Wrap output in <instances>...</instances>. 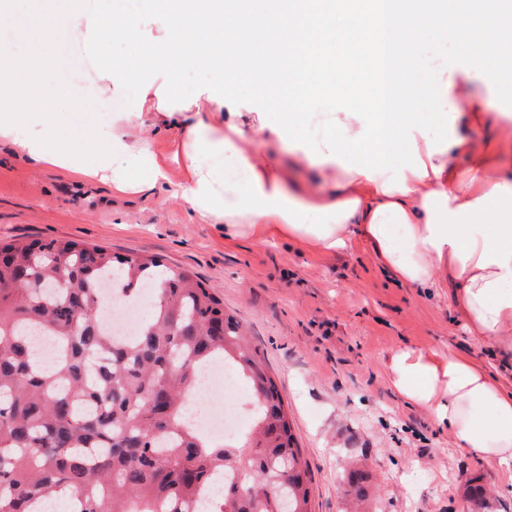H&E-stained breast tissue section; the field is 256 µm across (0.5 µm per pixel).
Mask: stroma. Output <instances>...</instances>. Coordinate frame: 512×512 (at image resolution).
I'll return each mask as SVG.
<instances>
[{
	"mask_svg": "<svg viewBox=\"0 0 512 512\" xmlns=\"http://www.w3.org/2000/svg\"><path fill=\"white\" fill-rule=\"evenodd\" d=\"M59 36L52 110L70 138L95 139L112 122L111 114L88 112L74 129L63 101L70 88L129 112L162 99L179 107L205 87L202 70L176 83L156 70L134 90L107 94L100 72L77 64L92 60L93 35L64 28ZM31 240L153 257L214 289L265 355L309 466L310 512H347L341 472L352 465L366 467L376 486L368 512H466L463 493L475 482L493 491L497 512H512V468L461 452L389 383L388 359L403 347L464 354L512 378V351L470 336L454 285L399 283L362 241L329 254L283 239H228L217 226L195 223L181 200L155 190L116 195L111 183L77 181L1 141L0 242Z\"/></svg>",
	"mask_w": 512,
	"mask_h": 512,
	"instance_id": "35a3bbf8",
	"label": "stroma"
}]
</instances>
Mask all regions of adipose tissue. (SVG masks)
Segmentation results:
<instances>
[{
	"label": "adipose tissue",
	"instance_id": "ef3b65f1",
	"mask_svg": "<svg viewBox=\"0 0 512 512\" xmlns=\"http://www.w3.org/2000/svg\"><path fill=\"white\" fill-rule=\"evenodd\" d=\"M167 35L136 46V66L98 59L109 88L124 91L149 70L176 78L205 67L207 112H145L113 118L107 152L93 164L89 141L53 140L44 106L52 93L24 83L55 69L51 56H0V141L78 178L110 177L119 193L168 184L145 138L130 128L179 130L173 162L186 169L171 192L200 224L236 239L285 238L327 253L370 242L400 282L459 285L454 303L476 341H512V182L500 172L512 143L483 144L456 123L484 125L479 93L456 99L453 74L411 77L426 34L454 40L472 72L512 87V0H159ZM85 30L134 44L132 17L90 4ZM251 88L263 114L226 110L225 89ZM277 118L267 122L266 112ZM289 145L317 169L314 192L288 178L257 139ZM466 165H458V158ZM390 384L423 405L466 453L512 463V388L468 357L403 348L389 359Z\"/></svg>",
	"mask_w": 512,
	"mask_h": 512
}]
</instances>
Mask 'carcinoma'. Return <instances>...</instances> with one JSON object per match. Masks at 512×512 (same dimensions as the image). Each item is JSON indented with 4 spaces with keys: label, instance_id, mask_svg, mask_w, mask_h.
Masks as SVG:
<instances>
[{
    "label": "carcinoma",
    "instance_id": "obj_1",
    "mask_svg": "<svg viewBox=\"0 0 512 512\" xmlns=\"http://www.w3.org/2000/svg\"><path fill=\"white\" fill-rule=\"evenodd\" d=\"M157 287L129 342L109 335L103 283L135 299ZM40 332L68 352L42 368ZM215 362L232 365L256 417L236 445L216 447L185 419L186 396ZM308 468L265 358L224 303L187 270L74 241L0 243V512L36 499L80 512H309ZM369 474L342 477L362 501ZM471 512L489 508L468 490Z\"/></svg>",
    "mask_w": 512,
    "mask_h": 512
}]
</instances>
